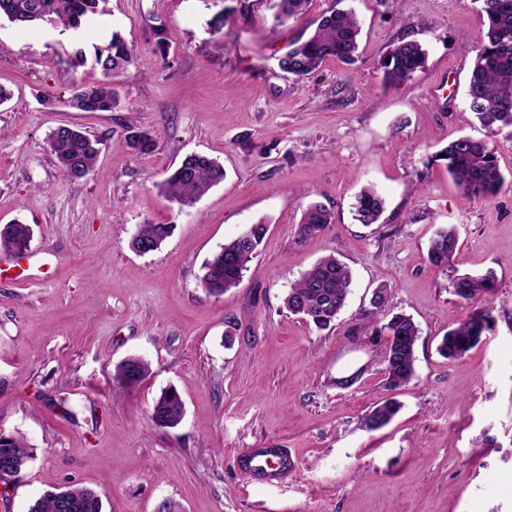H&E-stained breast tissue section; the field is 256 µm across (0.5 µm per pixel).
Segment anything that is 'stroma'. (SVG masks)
<instances>
[{"label": "stroma", "mask_w": 512, "mask_h": 512, "mask_svg": "<svg viewBox=\"0 0 512 512\" xmlns=\"http://www.w3.org/2000/svg\"><path fill=\"white\" fill-rule=\"evenodd\" d=\"M351 9L362 33L353 63L331 59L294 81L279 60L324 14ZM275 0H108L78 30L0 21V226L30 225L44 265L34 280L0 276V431L34 456L0 512H28L44 491L76 485L103 512H512V127L487 132L470 111L467 79L486 28L476 0H309L276 25ZM120 33L133 62L113 82L111 112L67 107L73 85L102 78L73 66ZM167 37V54L157 49ZM426 62L392 85L382 63L401 38ZM61 124L100 139L84 179L50 154ZM150 132L138 154L129 130ZM489 139L505 178L494 196H466L435 153ZM217 158L224 180L193 206L161 185L189 154ZM385 200L378 223L352 211L361 188ZM328 226L301 236L312 203ZM173 225L156 251L131 246L144 220ZM269 226L238 286H201L204 262L249 225ZM454 226L449 269L428 260ZM335 255L353 284L335 326L319 331L284 305L290 286ZM493 274L494 325L464 357L438 345L478 301L455 296L458 274ZM385 308L372 311L374 290ZM398 312L417 323L415 376L390 394L387 336ZM131 356L146 378L119 388ZM175 389L182 422L148 412ZM396 396L400 410L369 431L363 417ZM250 448H285L288 481L248 479Z\"/></svg>", "instance_id": "obj_1"}]
</instances>
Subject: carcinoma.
Returning a JSON list of instances; mask_svg holds the SVG:
<instances>
[{"label": "carcinoma", "instance_id": "obj_1", "mask_svg": "<svg viewBox=\"0 0 512 512\" xmlns=\"http://www.w3.org/2000/svg\"><path fill=\"white\" fill-rule=\"evenodd\" d=\"M107 0H0V19L18 25H51L80 29L91 15L105 13ZM309 0H278L275 21L279 24L304 13ZM479 14L487 26L486 40L477 49L469 75L466 96L470 110L489 132L500 126L512 127V0H477ZM360 22L353 11H333L322 17L314 33L305 41L293 42L279 60L282 71L299 81L319 70L329 59L349 62L358 49ZM95 63L104 79L92 86L75 88L70 106L81 112H111L119 99L112 87V76L125 70L133 61L132 50L117 32L109 43L95 49ZM425 51L416 40L402 39L384 61L386 78L391 83L411 79L424 64ZM48 147L58 167L72 180L86 177L98 157L100 140L84 131L67 125L53 128ZM128 144L144 153L155 147V140L147 131H132ZM445 164L467 196H494L504 186L496 151L483 139L460 137L435 155ZM224 179V166L215 158L204 154L187 156L164 181L162 189L182 205H191L210 188ZM384 211L383 198L371 187L360 191L355 199L356 220L362 224H375ZM331 214L321 204L308 206L301 220V233L309 235L330 224ZM173 226L153 224L146 220L140 224L132 239L135 249L150 245L160 248L170 236ZM267 234V225L254 224L245 233L224 244L203 264L201 284L209 293L220 295L241 282L244 272ZM31 241V228L16 222L0 228V249L13 253L25 251ZM460 248L457 230L450 226L440 229L428 248L429 262L440 269L451 267ZM352 274L349 268L328 255L306 270L294 284L285 304L288 310L318 330L334 326L344 308ZM456 296L468 302L477 297L489 299L495 284L489 277L468 274L452 279ZM491 307L477 310L468 320L457 324L443 336L440 354L448 359L463 357L476 346L490 329ZM393 342L386 356V384L395 391L406 386L414 377V347L419 329L413 318L397 313L381 327ZM148 373V363L132 357L120 363L115 370L116 382L132 386ZM184 403L174 390H167L154 401L149 418L158 428H174L184 416ZM399 411L392 398L380 401L365 414L364 426L375 431L386 424ZM32 458L31 447L13 434H0V462L7 461L20 471ZM100 496L87 488L66 486L47 491L30 505L28 512H102Z\"/></svg>", "mask_w": 512, "mask_h": 512}]
</instances>
